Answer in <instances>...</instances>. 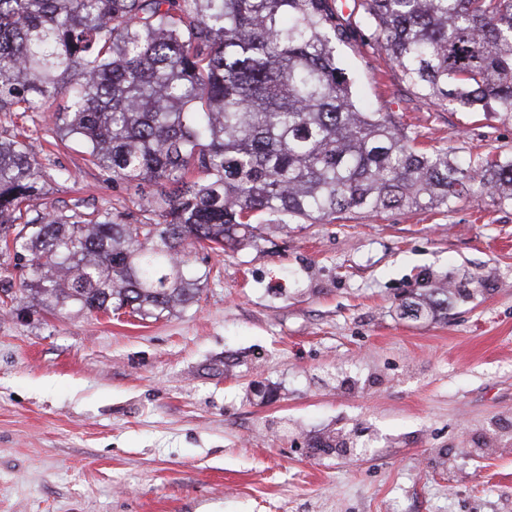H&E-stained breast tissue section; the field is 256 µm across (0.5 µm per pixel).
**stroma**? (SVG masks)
<instances>
[{"label":"stroma","instance_id":"stroma-1","mask_svg":"<svg viewBox=\"0 0 512 512\" xmlns=\"http://www.w3.org/2000/svg\"><path fill=\"white\" fill-rule=\"evenodd\" d=\"M339 56L419 149L512 156V120L418 99L382 50ZM50 127L0 113L49 174L42 205L130 207ZM193 266L199 300L157 320L0 306V512H512L511 203L270 227ZM460 277L469 301L401 317ZM334 429L346 451L309 452Z\"/></svg>","mask_w":512,"mask_h":512}]
</instances>
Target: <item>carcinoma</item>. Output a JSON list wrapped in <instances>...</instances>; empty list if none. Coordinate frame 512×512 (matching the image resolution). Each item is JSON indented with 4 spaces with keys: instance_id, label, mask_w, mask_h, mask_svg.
<instances>
[{
    "instance_id": "1",
    "label": "carcinoma",
    "mask_w": 512,
    "mask_h": 512,
    "mask_svg": "<svg viewBox=\"0 0 512 512\" xmlns=\"http://www.w3.org/2000/svg\"><path fill=\"white\" fill-rule=\"evenodd\" d=\"M374 41L415 95L512 119V0H0V112L49 115L114 184L117 209L40 208L32 146L0 136V303L141 320L199 295L190 256L236 250L263 226L349 212L450 208L477 190L512 202V158L424 152L393 115L354 99L337 55ZM470 282L409 297L434 318ZM309 447H347L331 431Z\"/></svg>"
}]
</instances>
